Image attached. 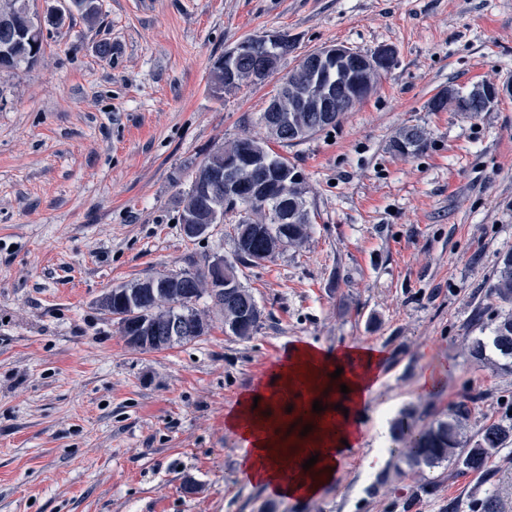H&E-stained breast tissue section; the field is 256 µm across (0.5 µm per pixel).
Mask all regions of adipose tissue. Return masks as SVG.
Wrapping results in <instances>:
<instances>
[{"mask_svg": "<svg viewBox=\"0 0 512 512\" xmlns=\"http://www.w3.org/2000/svg\"><path fill=\"white\" fill-rule=\"evenodd\" d=\"M378 349L350 344L328 351L290 346L224 415L243 444L242 478L285 499H311L341 476L348 448L369 438L365 409L381 374ZM321 401L322 412L312 410ZM314 466H307V459Z\"/></svg>", "mask_w": 512, "mask_h": 512, "instance_id": "adipose-tissue-1", "label": "adipose tissue"}]
</instances>
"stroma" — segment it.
Wrapping results in <instances>:
<instances>
[{"mask_svg": "<svg viewBox=\"0 0 512 512\" xmlns=\"http://www.w3.org/2000/svg\"><path fill=\"white\" fill-rule=\"evenodd\" d=\"M52 33L31 65L0 72V512H512V446L485 471L395 469L393 441L349 452L305 501L241 478L224 413L287 347L348 343L387 359L367 410L471 402L473 423L512 411V373L472 360L485 283L512 249V96L484 112L433 111L440 91L512 84V0H100ZM287 35L278 74L216 99L214 62L240 41ZM112 44L111 58L96 52ZM396 52L340 121L273 149L303 174L307 240L244 271L263 309L247 339L212 328L161 351L126 344L97 301L165 270L232 256L229 231L177 223L192 166L261 135L259 116L307 54ZM424 147L391 141L408 126ZM436 370V391L419 390ZM433 494H419L424 485ZM423 133L415 127H406L392 141V148L401 154H410L420 151L424 146Z\"/></svg>", "mask_w": 512, "mask_h": 512, "instance_id": "stroma-1", "label": "stroma"}]
</instances>
